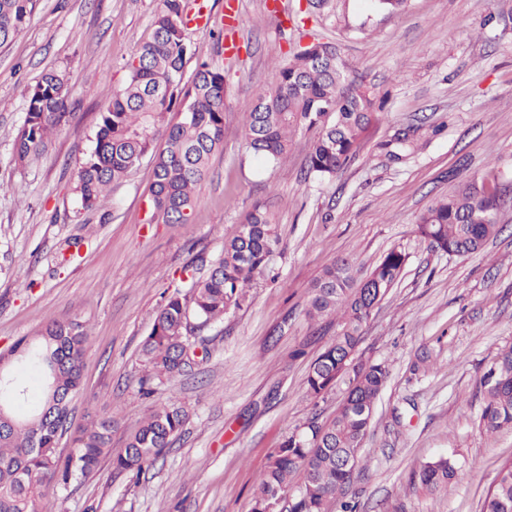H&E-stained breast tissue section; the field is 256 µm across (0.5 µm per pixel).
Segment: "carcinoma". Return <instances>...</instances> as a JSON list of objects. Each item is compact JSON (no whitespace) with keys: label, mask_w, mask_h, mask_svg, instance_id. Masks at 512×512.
Returning a JSON list of instances; mask_svg holds the SVG:
<instances>
[{"label":"carcinoma","mask_w":512,"mask_h":512,"mask_svg":"<svg viewBox=\"0 0 512 512\" xmlns=\"http://www.w3.org/2000/svg\"><path fill=\"white\" fill-rule=\"evenodd\" d=\"M35 0H0V46L10 43L26 26ZM184 0H159L152 39L142 45L127 67L130 79L101 114L95 145L78 171L77 191L83 207L97 206L110 187L122 182L147 157L153 168V214L164 224H189L193 192L207 172L209 160L224 141V75L201 61L191 84L184 83L187 62L198 50L186 36ZM386 94L351 67L341 47L316 41L294 53L280 69L277 81L261 90L246 113L243 135L255 155L277 163L288 153L290 135L315 130L308 155V172L331 178L354 158L366 131L381 120ZM67 89L62 75L49 71L28 91V109L15 140L23 161L39 151L65 116ZM170 112L180 114L167 125ZM165 139L158 150L155 142ZM393 161L416 148L415 131L405 129L381 144ZM493 175L458 183L420 215L417 233L439 251L459 258L480 253L501 232L497 216L500 190L490 186ZM275 217L268 205L257 203L205 278L192 279L190 300L170 296L158 310L141 352L148 374L140 380L142 394H151L152 379H171L185 364L192 348L190 318L201 324L218 322L246 299L247 289L279 246ZM406 254L392 248L368 272L340 258L330 263L314 283L305 315L312 325L336 319V336L311 363L309 394L321 398L338 384L348 398L333 419L313 418L292 433L268 458L252 497L250 512H278L288 500V512H325L328 501L345 494L352 481L351 465L368 435L374 403L389 376L383 362H353L373 300L368 286L386 295L399 278ZM88 337L76 319L50 320L35 336L20 337L0 357H13L0 386V418L15 425L0 432V512H40L50 485L67 487L87 479L104 458L113 469L133 480L163 455L187 421L183 407L165 403L149 410L126 447L112 450V417L96 418L71 428L70 412L58 396L77 393ZM36 371L43 381L40 404L24 411L26 387L18 371ZM483 407L481 429L493 434L512 430V347L502 350L480 380ZM67 435L63 455L58 436ZM303 480L291 487L296 472ZM456 461L440 457L413 472L412 483L436 492L460 478ZM289 497H284L288 488ZM481 512H512V465L498 474Z\"/></svg>","instance_id":"obj_1"}]
</instances>
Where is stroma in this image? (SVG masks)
Segmentation results:
<instances>
[{
	"label": "stroma",
	"instance_id": "obj_1",
	"mask_svg": "<svg viewBox=\"0 0 512 512\" xmlns=\"http://www.w3.org/2000/svg\"><path fill=\"white\" fill-rule=\"evenodd\" d=\"M209 25L187 26L198 61L224 75V142L196 189L189 224L150 223L152 165L142 160L100 207L84 209L80 166L101 114L126 86V63L154 30L159 0H36L29 22L0 49V351L52 319L89 329L74 424L112 416L122 448L152 405L189 414L180 436L132 483L102 462L84 482L51 493L47 512H249L269 455L312 416L333 418L335 389L309 396L313 360L336 334L305 316L311 287L333 260L371 269L390 249L405 267L364 327L356 358L388 365L361 462L346 497L356 512H480L503 467L512 430L480 432L479 381L512 345V202L502 233L456 258L416 232L420 214L455 180L496 171L512 180V0H185ZM233 36L225 53L217 31ZM342 46L351 64L390 92L382 120L336 177L306 172L313 132L297 131L278 164L259 160L241 133L260 89L312 39ZM61 74L66 116L48 146L24 162L15 137L25 88ZM421 127L422 148L403 163L378 147ZM274 212L280 245L241 308L195 329V357L142 396L140 346L165 298L188 293L187 269L205 276L256 202ZM429 353L427 372L413 374ZM462 481L428 493L409 477L439 457Z\"/></svg>",
	"mask_w": 512,
	"mask_h": 512
}]
</instances>
